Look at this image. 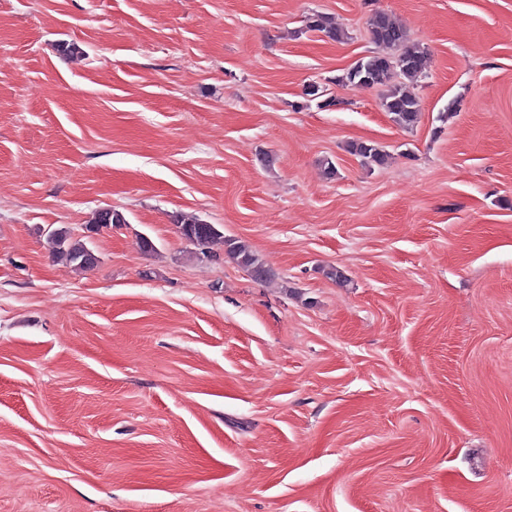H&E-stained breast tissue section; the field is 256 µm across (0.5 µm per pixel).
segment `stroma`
Returning <instances> with one entry per match:
<instances>
[{
	"instance_id": "1",
	"label": "stroma",
	"mask_w": 512,
	"mask_h": 512,
	"mask_svg": "<svg viewBox=\"0 0 512 512\" xmlns=\"http://www.w3.org/2000/svg\"><path fill=\"white\" fill-rule=\"evenodd\" d=\"M0 512H512V0H0ZM367 24L372 42L394 49L397 54L372 52L359 59L337 82L355 88H386L383 109L399 126L412 127L419 119L418 102L406 83L399 79L412 81L422 75L427 67L428 52L383 11L373 12ZM307 28L322 33L333 41L341 42L346 36L345 31L336 26V20L333 17L323 14L312 15L308 19ZM351 154L360 158L362 164L368 167L381 166L387 161L388 154L382 147L371 142H352L348 145ZM180 235L189 241H197L211 249V245L224 243V254L238 265L247 268L254 279L267 282L274 278L258 255L244 242L226 239L215 224H206L196 215H180L174 220ZM48 239L52 245V253L54 257L64 262L74 270L85 271L94 267L87 258L90 250L86 243L74 238L70 230L66 227L55 228L49 233Z\"/></svg>"
}]
</instances>
